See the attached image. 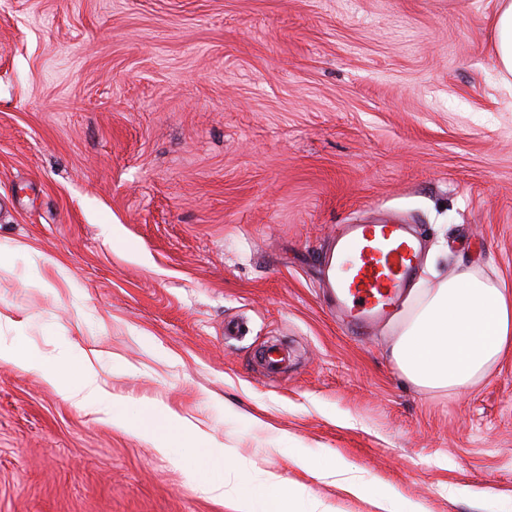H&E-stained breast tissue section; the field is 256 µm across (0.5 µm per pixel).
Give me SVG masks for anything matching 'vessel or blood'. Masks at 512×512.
<instances>
[{
	"label": "vessel or blood",
	"instance_id": "vessel-or-blood-1",
	"mask_svg": "<svg viewBox=\"0 0 512 512\" xmlns=\"http://www.w3.org/2000/svg\"><path fill=\"white\" fill-rule=\"evenodd\" d=\"M332 248L324 263L337 269L328 287L344 325L362 334L390 319L419 266L421 244L409 225L347 224Z\"/></svg>",
	"mask_w": 512,
	"mask_h": 512
}]
</instances>
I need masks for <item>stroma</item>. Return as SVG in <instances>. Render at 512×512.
Here are the masks:
<instances>
[{"label": "stroma", "mask_w": 512, "mask_h": 512, "mask_svg": "<svg viewBox=\"0 0 512 512\" xmlns=\"http://www.w3.org/2000/svg\"><path fill=\"white\" fill-rule=\"evenodd\" d=\"M499 8L0 0V334L69 349V382L90 360L128 421L0 361V512H230L167 406L331 512H376L384 484L427 512H512V355L471 393L419 390L394 321L347 331L322 265L338 225L394 217L440 273L512 286ZM289 448L347 462L365 495Z\"/></svg>", "instance_id": "obj_1"}]
</instances>
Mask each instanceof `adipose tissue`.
Returning <instances> with one entry per match:
<instances>
[{"instance_id": "obj_1", "label": "adipose tissue", "mask_w": 512, "mask_h": 512, "mask_svg": "<svg viewBox=\"0 0 512 512\" xmlns=\"http://www.w3.org/2000/svg\"><path fill=\"white\" fill-rule=\"evenodd\" d=\"M390 357L412 386L430 392L461 393L487 378L512 354V288L501 279L473 268H459L427 288L410 289ZM45 381L61 387L67 400L104 414L116 427L127 421L116 411V396L101 384L93 364H85L76 385L64 384L59 357L41 354ZM204 492L233 512H288L295 499L307 502L305 512H326L324 503L306 497L280 476L264 473L259 493L204 484Z\"/></svg>"}]
</instances>
